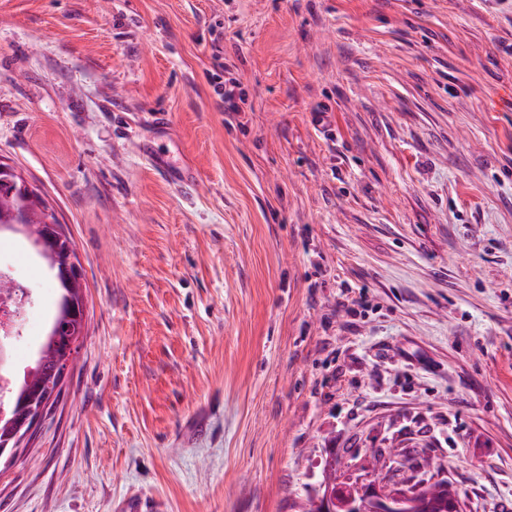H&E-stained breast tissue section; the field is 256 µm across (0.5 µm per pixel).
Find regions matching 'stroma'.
Masks as SVG:
<instances>
[{
  "mask_svg": "<svg viewBox=\"0 0 512 512\" xmlns=\"http://www.w3.org/2000/svg\"><path fill=\"white\" fill-rule=\"evenodd\" d=\"M0 158L87 300L0 512H303L392 446L512 512V0H0ZM42 203H43L44 210L49 212V214L45 213L43 211L38 212L34 209H31V210L27 209V211H28L27 219L29 221V224H32L35 227L33 235L40 232V230H38V226H40L41 224H45V222L42 219L43 217H45V218L49 217L53 220H56L55 212L53 211V209L50 208L44 200H42ZM51 219H47L48 224L46 225L45 232H44L43 237L41 238V241L43 243H46L47 245L55 246V243L58 240V233L61 231V229H60V224H56V222H54Z\"/></svg>",
  "mask_w": 512,
  "mask_h": 512,
  "instance_id": "1",
  "label": "stroma"
}]
</instances>
